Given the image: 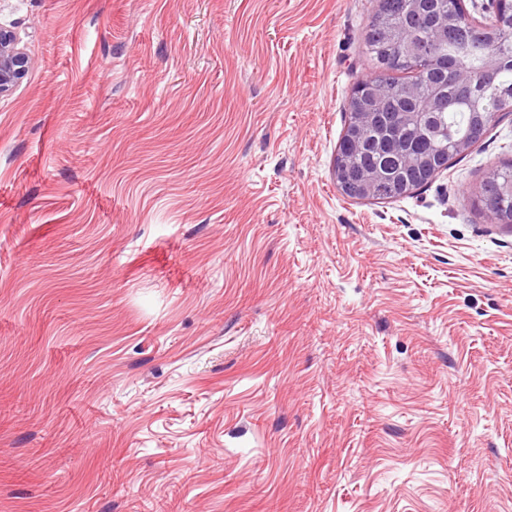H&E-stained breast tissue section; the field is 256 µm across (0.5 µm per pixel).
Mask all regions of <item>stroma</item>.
<instances>
[{
  "mask_svg": "<svg viewBox=\"0 0 512 512\" xmlns=\"http://www.w3.org/2000/svg\"><path fill=\"white\" fill-rule=\"evenodd\" d=\"M372 6L0 0V512H512V115L344 196ZM31 61L19 47V38L11 29L0 27V95L11 91L27 75ZM476 201L496 224H512V163L489 168Z\"/></svg>",
  "mask_w": 512,
  "mask_h": 512,
  "instance_id": "obj_1",
  "label": "stroma"
}]
</instances>
